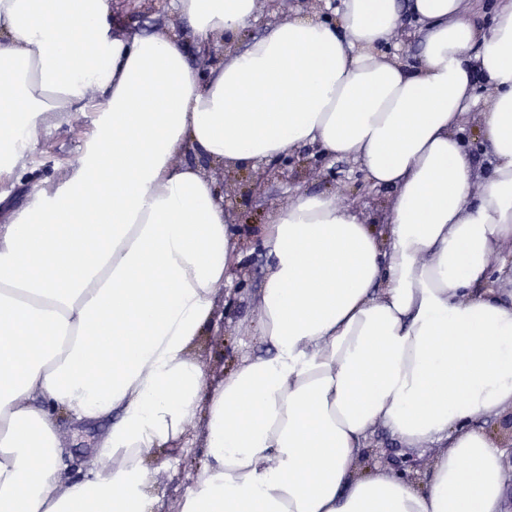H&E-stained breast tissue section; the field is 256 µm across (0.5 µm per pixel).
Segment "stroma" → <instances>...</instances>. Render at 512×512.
Segmentation results:
<instances>
[{
	"instance_id": "obj_1",
	"label": "stroma",
	"mask_w": 512,
	"mask_h": 512,
	"mask_svg": "<svg viewBox=\"0 0 512 512\" xmlns=\"http://www.w3.org/2000/svg\"><path fill=\"white\" fill-rule=\"evenodd\" d=\"M113 10L131 29L151 34L163 28L167 21L168 0H157L153 9H146L144 0H112ZM96 115L90 111L75 112L61 121H48L40 135L29 170L20 182L0 185V195L7 202L19 207L33 200L36 186L58 181L66 168L75 162L88 134L94 127ZM262 172L261 165L242 168L237 175L239 193L229 197V205L237 212L240 224L251 227L263 223L271 205L288 206L298 192L331 193L338 204L362 213L367 223L384 221V203L390 195L388 189L372 188L356 164L343 159L326 160L322 169L308 175L288 171L285 178L266 187L262 195L244 196L243 191L256 182ZM270 255L255 250L247 259V267L229 286L234 297L231 307L222 309L216 324L206 328L195 348L201 369L206 378L227 373L239 350L250 351L254 356H268L266 346L256 343L249 332L256 319L255 294L260 288L263 273L270 262ZM118 413H111L94 422H77L65 413H58L63 461L68 474L82 479L97 454L102 438L117 422ZM200 422L193 421L186 427L189 447L172 452H159L149 462L157 472V492L165 500L180 499L195 483L197 467L192 460L199 454L197 440L201 434ZM435 448L418 453L406 449L399 440L384 429H377L367 441V449L357 461L359 470L376 468L399 471L406 461L417 464L418 472H427L435 455Z\"/></svg>"
}]
</instances>
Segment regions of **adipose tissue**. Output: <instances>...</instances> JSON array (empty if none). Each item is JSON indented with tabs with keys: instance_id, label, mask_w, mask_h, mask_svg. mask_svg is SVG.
<instances>
[{
	"instance_id": "adipose-tissue-1",
	"label": "adipose tissue",
	"mask_w": 512,
	"mask_h": 512,
	"mask_svg": "<svg viewBox=\"0 0 512 512\" xmlns=\"http://www.w3.org/2000/svg\"><path fill=\"white\" fill-rule=\"evenodd\" d=\"M199 47L257 0H170ZM192 66L175 34H133L112 0H0V183L48 119H98L39 201L0 219V512H504L500 448L480 420L512 406V0L489 28L470 0H340ZM410 14L415 67L388 50ZM495 167L479 196L462 136L474 77ZM312 145L388 187L386 235L326 194L273 208L253 334L210 389L193 354L248 255L194 149L236 171ZM120 411L90 477L62 465L56 414ZM204 461L175 509L149 459ZM385 427L437 444L423 482L356 460Z\"/></svg>"
}]
</instances>
